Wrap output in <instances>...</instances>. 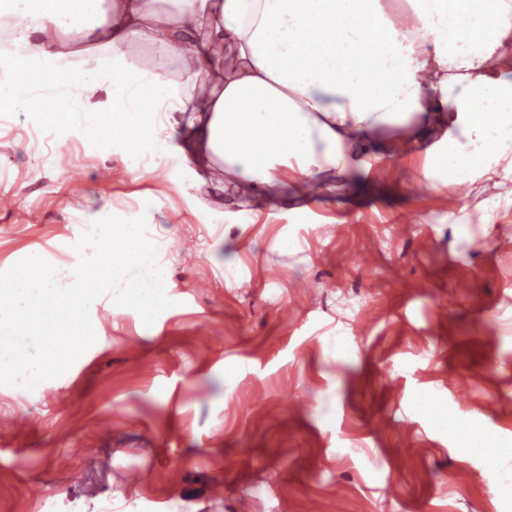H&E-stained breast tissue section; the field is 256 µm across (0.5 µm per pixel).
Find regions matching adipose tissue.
Instances as JSON below:
<instances>
[{
  "label": "adipose tissue",
  "mask_w": 512,
  "mask_h": 512,
  "mask_svg": "<svg viewBox=\"0 0 512 512\" xmlns=\"http://www.w3.org/2000/svg\"><path fill=\"white\" fill-rule=\"evenodd\" d=\"M422 44H402L382 0H0V102L33 106L26 70L61 84L83 73L87 125L180 160L241 208L287 174L302 183L380 160L386 126L440 130L447 187L512 176V79L495 57L512 7L485 11L479 50L448 48L436 0H410ZM354 41L336 52L338 30ZM490 104L476 119L469 102Z\"/></svg>",
  "instance_id": "1"
}]
</instances>
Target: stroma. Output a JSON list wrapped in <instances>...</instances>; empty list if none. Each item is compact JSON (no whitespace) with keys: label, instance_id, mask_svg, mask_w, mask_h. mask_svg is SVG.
<instances>
[{"label":"stroma","instance_id":"35a3bbf8","mask_svg":"<svg viewBox=\"0 0 512 512\" xmlns=\"http://www.w3.org/2000/svg\"><path fill=\"white\" fill-rule=\"evenodd\" d=\"M435 140L253 223L179 162L136 180L0 117V272L69 285L82 233L142 216L171 301L147 326L102 295L65 374L0 386V512H512V179L454 201Z\"/></svg>","mask_w":512,"mask_h":512}]
</instances>
